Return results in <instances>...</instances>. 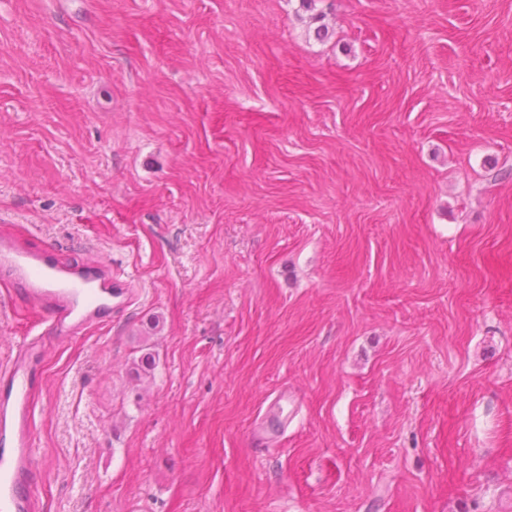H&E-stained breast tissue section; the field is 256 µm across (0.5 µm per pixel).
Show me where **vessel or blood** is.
I'll return each instance as SVG.
<instances>
[{
  "instance_id": "vessel-or-blood-1",
  "label": "vessel or blood",
  "mask_w": 512,
  "mask_h": 512,
  "mask_svg": "<svg viewBox=\"0 0 512 512\" xmlns=\"http://www.w3.org/2000/svg\"><path fill=\"white\" fill-rule=\"evenodd\" d=\"M0 286L21 290L30 322L14 354L0 361V512H36L38 461L32 432L33 395L48 335L63 338L128 307L132 282L104 260H60L21 237L0 240Z\"/></svg>"
}]
</instances>
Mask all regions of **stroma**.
I'll return each instance as SVG.
<instances>
[{
  "label": "stroma",
  "mask_w": 512,
  "mask_h": 512,
  "mask_svg": "<svg viewBox=\"0 0 512 512\" xmlns=\"http://www.w3.org/2000/svg\"><path fill=\"white\" fill-rule=\"evenodd\" d=\"M0 227L141 288L38 512H512V0H0Z\"/></svg>",
  "instance_id": "obj_1"
}]
</instances>
